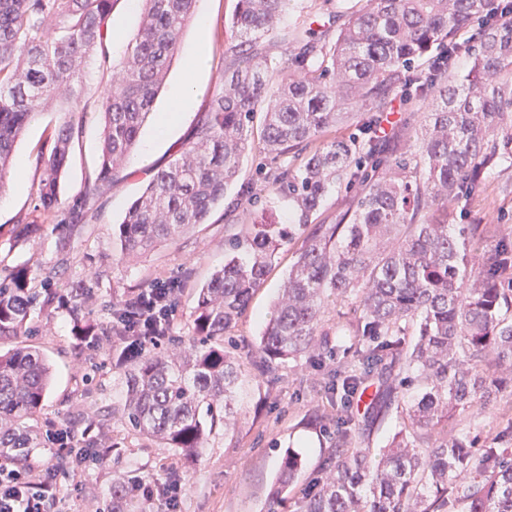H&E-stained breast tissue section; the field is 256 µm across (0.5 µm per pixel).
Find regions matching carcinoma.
Wrapping results in <instances>:
<instances>
[{"mask_svg":"<svg viewBox=\"0 0 512 512\" xmlns=\"http://www.w3.org/2000/svg\"><path fill=\"white\" fill-rule=\"evenodd\" d=\"M115 0H0V186L12 172L14 146L26 125L72 89L80 65L110 66ZM142 21L124 70L96 97L48 130L34 151L40 173L31 213L16 236L45 223L73 231L93 221L101 188L118 178L178 52L197 0H140ZM291 0H237L230 28L236 43L214 96L188 146L158 171L113 232L121 256L174 243L208 221L238 178L252 149V121L264 113L260 141L271 158L268 187L288 197L291 224H249L252 254H228L196 288L198 341L163 354L145 352L123 368L126 425L167 448L196 452L207 430L235 428L241 363L224 353V334L286 244L300 239L281 293L255 345L257 369L274 382L282 361L332 353L324 313L351 304L348 331L360 371L336 368L328 393L352 401L377 379L367 419L340 418L325 478L307 485L297 512H512V405L499 434L480 448L434 431L473 405L512 397V238L483 224L452 227L432 219L438 203L481 195L490 173L512 166V18L478 28L462 77L436 60L462 49L456 34L491 0H369L335 40L300 27L293 33L297 70L261 48ZM425 57L427 71L410 66ZM418 104L432 100L410 151L383 156L373 127L396 91ZM371 118L358 132L321 137L350 119L355 106ZM97 115L100 152L85 187L63 201L60 183L82 134ZM303 154L293 172L281 163ZM359 184L335 224H312L329 190ZM481 262L471 263L474 252ZM48 285L42 307L59 302ZM25 270L0 269V341L27 335L38 295ZM52 378L43 351L0 349V454L21 462L43 444L30 425ZM421 387L407 403L404 428L372 457L353 438L370 432L379 413L399 404L398 385ZM302 468L298 454L281 460L268 512H282Z\"/></svg>","mask_w":512,"mask_h":512,"instance_id":"1","label":"carcinoma"}]
</instances>
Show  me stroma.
<instances>
[{"label": "stroma", "instance_id": "1", "mask_svg": "<svg viewBox=\"0 0 512 512\" xmlns=\"http://www.w3.org/2000/svg\"><path fill=\"white\" fill-rule=\"evenodd\" d=\"M235 5L236 0H199L196 16L184 30L154 104L155 112L165 111L175 86L187 81L198 90L192 110L184 113L181 122L161 140L154 137L153 123L143 126L136 150L118 179L101 196L103 207L97 220L71 235L70 261L53 286L67 297L80 292L89 295L88 319L101 328V335L90 344L78 339L74 317L67 307L49 312L35 308L30 312L31 333L21 342L43 350L54 370V381L35 420L36 427L44 432L57 424L78 433L86 418L96 417L104 423L100 444L110 450L103 463L85 464L78 477L80 497L75 504L67 505L65 512H96L100 501L110 498L115 479L129 472L160 481L178 475L185 487L182 512H266L267 496L286 450H295L303 458L299 488L322 477L331 454L339 412L326 385L335 363L306 356L286 360L280 366L278 382L272 385L257 370L251 350L293 260L295 247L291 244L279 251L246 314L225 335V350L238 356L243 364L235 430L228 433L223 427H216L200 456L195 457L132 434L120 420L125 381L115 359L122 346L111 333L119 301L157 280L186 276L171 333L183 343H190L194 335L195 290L223 265L225 253L234 249L240 255L248 254L245 225L288 219L286 203L267 191L264 174L269 158L256 147L244 158L237 183L227 191L226 205L217 207L207 223L195 226L176 244L163 243L147 254L131 258L118 256L112 244L113 230L131 203L157 170L182 151L211 98L221 93L222 73L231 60L230 19ZM366 5L367 0H295L267 42L271 56L292 60L291 39L298 24L317 30L325 28L333 34L341 23L347 22L351 12ZM139 19L137 0H116L112 36L122 39L123 45L109 49L114 68L124 65L125 43L136 32ZM200 48L205 49L209 66L204 72L194 73L188 69V60ZM58 118V109L53 106L27 128L15 146L16 168L0 189V267L31 270L35 274L31 285L35 288L41 285L37 272L58 259L61 233L48 224L40 235L24 243L14 242L10 233L18 217L33 208L39 179L33 149L45 127L55 125ZM100 136L98 119L87 116L82 140L70 157L61 184L62 198L83 189L85 177L97 160ZM434 215L451 224H490L501 233L512 232V167L497 168L485 192L472 199L468 208L451 202L435 209ZM315 412L321 414L322 422L308 426L307 421ZM499 417V404H478L450 421L448 433L490 438L500 429ZM299 488L289 493L284 512H296Z\"/></svg>", "mask_w": 512, "mask_h": 512}]
</instances>
